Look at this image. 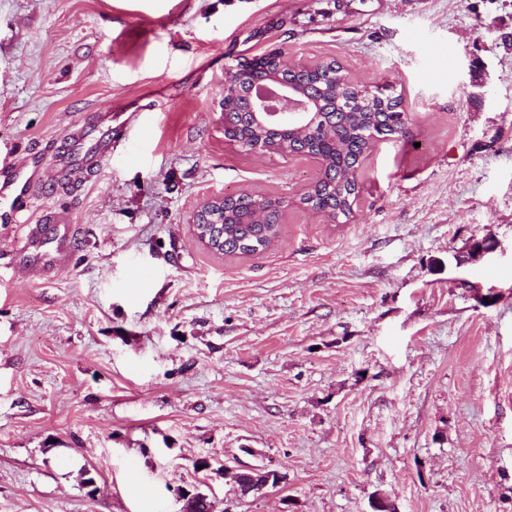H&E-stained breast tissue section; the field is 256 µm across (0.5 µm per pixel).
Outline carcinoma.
Masks as SVG:
<instances>
[{
	"label": "carcinoma",
	"mask_w": 512,
	"mask_h": 512,
	"mask_svg": "<svg viewBox=\"0 0 512 512\" xmlns=\"http://www.w3.org/2000/svg\"><path fill=\"white\" fill-rule=\"evenodd\" d=\"M245 81L253 84L271 77L300 87L319 102L318 112L304 130L255 123L248 112L247 88L229 90L224 96V138L246 151L260 146L271 153L295 154L320 160L321 172L303 201L330 219L349 218L357 197L356 172L360 159L376 141L391 135L404 139L407 124L398 120L399 97L384 95L371 101L357 100L355 84L335 61L312 69L294 70L281 49L275 59L261 62L245 58L237 62ZM288 203L281 197L240 194L226 197L211 212L222 220L224 242L212 249L225 255H258L278 239Z\"/></svg>",
	"instance_id": "carcinoma-1"
}]
</instances>
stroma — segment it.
<instances>
[{"instance_id":"obj_1","label":"stroma","mask_w":512,"mask_h":512,"mask_svg":"<svg viewBox=\"0 0 512 512\" xmlns=\"http://www.w3.org/2000/svg\"><path fill=\"white\" fill-rule=\"evenodd\" d=\"M505 32L512 0H0V158L43 174L0 220V512H179L193 486L213 512H512ZM272 49L402 99L349 218L303 204L316 159L224 137L225 80ZM100 108L121 134L79 182L66 133ZM242 193L287 200L277 242L209 250L192 212ZM204 457L286 479L239 500Z\"/></svg>"}]
</instances>
